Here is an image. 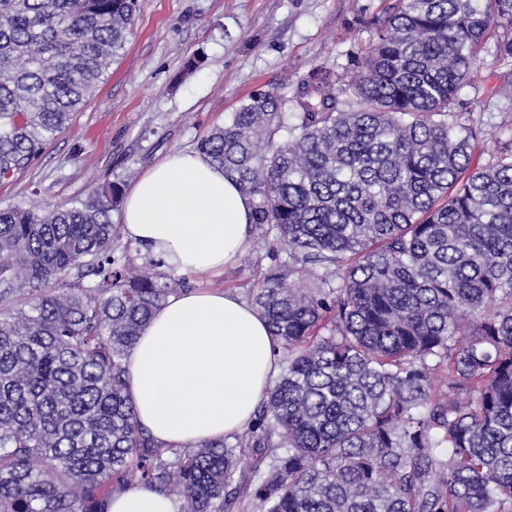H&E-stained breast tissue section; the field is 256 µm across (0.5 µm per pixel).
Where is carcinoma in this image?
<instances>
[{
    "label": "carcinoma",
    "instance_id": "cac0c4a2",
    "mask_svg": "<svg viewBox=\"0 0 512 512\" xmlns=\"http://www.w3.org/2000/svg\"><path fill=\"white\" fill-rule=\"evenodd\" d=\"M137 0H0V182L65 129L124 49ZM512 0H392L351 72L259 89L196 149L287 259L251 293L288 362L236 443L164 448L126 360L185 277L137 273L122 181L0 208V512H512V129L482 164L461 90ZM91 278L89 284L83 279ZM168 494L149 488L115 494L109 502L108 512H175V507L176 511L179 508V499Z\"/></svg>",
    "mask_w": 512,
    "mask_h": 512
}]
</instances>
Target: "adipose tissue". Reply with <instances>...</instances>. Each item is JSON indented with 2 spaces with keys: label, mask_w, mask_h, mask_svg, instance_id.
Here are the masks:
<instances>
[{
  "label": "adipose tissue",
  "mask_w": 512,
  "mask_h": 512,
  "mask_svg": "<svg viewBox=\"0 0 512 512\" xmlns=\"http://www.w3.org/2000/svg\"><path fill=\"white\" fill-rule=\"evenodd\" d=\"M250 198L194 151L165 157L129 190L126 235L184 274L209 273L243 255ZM279 347L254 305L231 292L170 297L128 359L139 423L162 446L219 441L241 432L280 372ZM109 512H175L168 494L113 495Z\"/></svg>",
  "instance_id": "1"
}]
</instances>
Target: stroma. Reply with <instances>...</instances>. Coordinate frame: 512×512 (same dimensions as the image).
Here are the masks:
<instances>
[{"label":"stroma","instance_id":"obj_1","mask_svg":"<svg viewBox=\"0 0 512 512\" xmlns=\"http://www.w3.org/2000/svg\"><path fill=\"white\" fill-rule=\"evenodd\" d=\"M388 2L139 0L122 55L40 157L0 185V208H53L117 179L132 186L166 156L195 149L254 91L285 93L311 67L347 66ZM481 55L485 64L460 99L486 132L473 152L483 162L498 125L512 121V61L496 59L490 44ZM279 251L273 237L251 231L235 265L189 276V286L247 294Z\"/></svg>","mask_w":512,"mask_h":512}]
</instances>
